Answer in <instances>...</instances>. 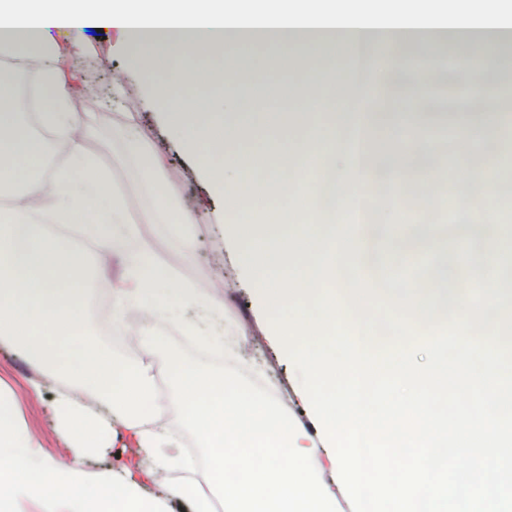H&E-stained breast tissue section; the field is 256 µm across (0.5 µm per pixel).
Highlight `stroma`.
<instances>
[{
	"mask_svg": "<svg viewBox=\"0 0 512 512\" xmlns=\"http://www.w3.org/2000/svg\"><path fill=\"white\" fill-rule=\"evenodd\" d=\"M57 40L73 50L77 75L71 108L83 119L91 121L98 137L110 144L104 164L112 176V183L125 197L132 215H140L149 204V192L135 178L134 161L126 151L120 130L127 115H134L138 131L162 158L166 170L174 175L177 188L185 203L200 216L192 233L197 242V258L182 264L178 243L163 234L158 226L142 225L143 235L168 262L178 265L184 277L223 296L224 312L228 321L241 326L249 338L250 349L245 352L247 362L264 368L282 394L288 395V408L300 422L309 423L306 404L294 396L296 377L294 367L281 356L267 334L266 321L256 298L248 286L247 274L237 256L239 243L225 234L221 225L224 203L213 195L189 154L169 132L161 114L149 102L144 81L133 72L127 61L126 49L114 30H106L103 38H96L82 29L64 30ZM117 82L125 89L122 103L106 105L103 91L107 84ZM421 177L429 178L433 187L431 197L385 196L376 214V221L385 222L389 213H396L399 224H388L386 240L393 254L384 262L373 263L369 275L371 283L386 280L391 287L404 288L412 277L425 275L437 263V253L421 249L412 255L402 251L400 224H458L464 219L461 203L446 205L445 197L457 194V183L440 175L421 170ZM38 379L43 392L34 396L30 379ZM0 383L15 394L22 420L39 441L42 453L55 461L70 460L71 455L62 438L53 430L50 407L57 382L48 374L36 373L30 361L10 345L0 344Z\"/></svg>",
	"mask_w": 512,
	"mask_h": 512,
	"instance_id": "35a3bbf8",
	"label": "stroma"
}]
</instances>
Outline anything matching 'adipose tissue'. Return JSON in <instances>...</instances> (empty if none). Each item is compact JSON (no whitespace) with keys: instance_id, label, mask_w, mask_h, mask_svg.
I'll return each instance as SVG.
<instances>
[{"instance_id":"ef3b65f1","label":"adipose tissue","mask_w":512,"mask_h":512,"mask_svg":"<svg viewBox=\"0 0 512 512\" xmlns=\"http://www.w3.org/2000/svg\"><path fill=\"white\" fill-rule=\"evenodd\" d=\"M0 0V51L15 65L0 70V343L11 345L57 378L53 425L73 462L44 458L41 445L20 421L9 391L0 389V512H166L169 500L186 512H213L211 498L224 497V512H336L340 489L328 451L292 418L274 392L248 386L239 367L216 369L179 357L166 368L170 391H158L153 356L170 327L206 346H223L237 357L247 341L243 329L225 323L212 336L191 308L210 319L224 317V299L183 277L162 259L129 219L125 198L114 189L102 151L86 149L81 120L70 105L71 80L53 31L105 26L121 36L130 66L151 90L162 111L208 181L224 200L222 222L236 236L239 259L252 289L262 276L301 272L312 285L323 258L352 253L345 271L356 284L374 258L384 226L362 222L373 199L368 173L377 157L373 130L354 124L328 125L293 112L267 113L262 127L246 131L242 116L254 113L271 92L311 97L343 85L342 104L352 112L365 104L350 89L352 73L338 75V59L361 62L368 80L388 81L391 68L376 70L374 52L362 34L382 27L396 34L392 51L412 53L470 49L468 30L512 26V0ZM342 26V41L292 40V26ZM421 27L442 36L423 45L405 31ZM271 45L282 67L269 83L267 60L256 57ZM165 78H158L159 70ZM38 71L46 100L29 124L19 97L31 71ZM470 89L457 107L463 118L498 112L495 68L475 75L461 71ZM66 136L65 164L48 161L41 132ZM126 146L136 161L139 183L151 190L144 222L162 224L192 262L190 233L196 213L182 207L174 177L134 132ZM465 192L473 216L463 232L471 239L494 237L495 218L486 207L498 197L491 159L460 141ZM349 236L337 237L339 227ZM124 271L110 286L113 324L139 310L138 358L112 351L92 333L86 307L95 281L113 256ZM415 296L418 310L440 299L459 298L438 270L407 290L384 289L386 297ZM197 439L201 458L182 454L177 425ZM122 434L138 463L105 479L90 478L81 463ZM204 465L206 489L167 482L169 472H194Z\"/></svg>"}]
</instances>
